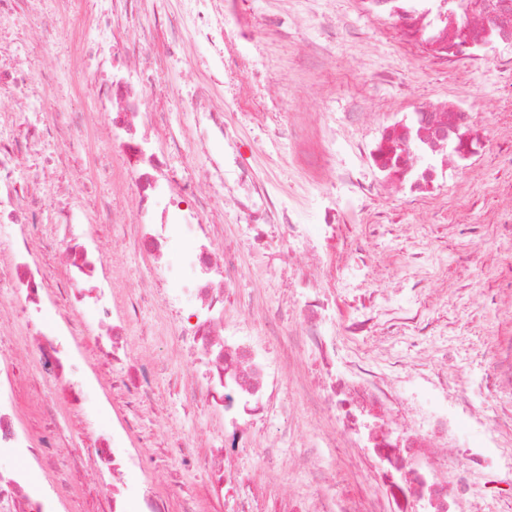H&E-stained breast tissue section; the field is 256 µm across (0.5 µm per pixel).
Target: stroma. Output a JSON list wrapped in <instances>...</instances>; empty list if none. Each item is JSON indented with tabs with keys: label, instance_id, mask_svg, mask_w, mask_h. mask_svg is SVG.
Returning a JSON list of instances; mask_svg holds the SVG:
<instances>
[{
	"label": "stroma",
	"instance_id": "stroma-1",
	"mask_svg": "<svg viewBox=\"0 0 512 512\" xmlns=\"http://www.w3.org/2000/svg\"><path fill=\"white\" fill-rule=\"evenodd\" d=\"M45 14L64 27L52 54L35 37L37 20L23 11L0 22V68L18 69L38 80V93L20 101L0 85V141L17 145V178L26 181L44 158L56 159V180L80 186L71 202L104 249H116L112 283L119 303L134 300L144 263L128 222L131 204L118 189L122 162L108 133L111 116L96 93L95 76L108 65L100 48L106 24L113 37L123 35L118 20L136 16L153 32V47L165 59L162 71L149 74L154 88L149 108L168 115V130L190 137L195 115L183 107L197 89L224 111V126L239 146L231 166L248 167L293 205L297 224H318L324 206L336 210V240L321 262L298 254L295 271L314 267L324 287L337 289L336 350L341 361H380L381 342L356 318L360 298L381 288L404 300L417 295L418 321L413 335L424 337L438 368L449 379L468 380L471 391L493 389L480 408L497 419L502 444H512V388L496 386L503 363L512 362V223L503 212L512 206V153L502 148L512 128V45L494 43L463 59L456 76L448 67L410 45L392 19L370 13L364 0H43ZM187 14L189 25L209 27L224 50L216 65L210 45L188 42L173 28L172 16ZM84 70L89 80L71 84L68 73ZM450 98L476 117L485 141L462 172L449 174L426 197L409 188H384L381 175L366 166L363 146L389 120L401 118L427 99ZM80 121L82 135L64 141L48 130L47 109ZM336 125L340 135L332 165H321L319 132ZM155 136L167 149V132ZM302 131L309 166L288 151L291 134ZM366 172L367 196L353 198L336 188L328 202L318 193L336 170ZM251 270L246 292L260 293L263 305L290 306L285 279L270 274L261 254L247 251ZM432 269L447 283L446 293L420 288L415 272ZM143 324H158L156 336L133 333L132 343L155 368L152 403L143 407L137 434L150 437L164 482L176 485L180 500L195 498L196 482L169 467L164 449L166 423L192 421L179 401L174 380L187 369L173 330L160 323L153 308L141 311ZM125 398L114 392L99 414L71 413L74 434L108 433L123 412ZM323 482L343 497L365 502L379 492L366 466L337 442Z\"/></svg>",
	"mask_w": 512,
	"mask_h": 512
}]
</instances>
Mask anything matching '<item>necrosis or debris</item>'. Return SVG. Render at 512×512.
Wrapping results in <instances>:
<instances>
[{
	"instance_id": "necrosis-or-debris-1",
	"label": "necrosis or debris",
	"mask_w": 512,
	"mask_h": 512,
	"mask_svg": "<svg viewBox=\"0 0 512 512\" xmlns=\"http://www.w3.org/2000/svg\"><path fill=\"white\" fill-rule=\"evenodd\" d=\"M367 2L372 13L392 18L410 41L450 64L467 56L469 47L488 34L512 36V0H484L485 9L469 11L464 26L448 12V0ZM126 29V37L112 45L126 74L98 79L97 95L111 106L113 147L135 209V243L148 262L139 303L151 304L174 323L180 348L192 356L188 373L177 377L178 391L204 420L200 429L172 426L168 460L194 474L206 495L223 503L224 512H279L277 504L259 502L250 484L251 471L258 466L270 483L281 481L283 472L275 461L294 454V433L300 426L289 402L301 398L314 404L307 426L315 442L295 465L298 481L289 512H352L344 498L321 481L328 466L326 451L340 439L357 450L385 490L384 496L369 499L361 512H483V497L474 482L486 468L512 473V449L500 446L497 426L489 422L484 446L443 454L458 415L470 406L449 402L448 376L435 365L388 359L376 370L359 361L338 370L325 363L316 378L301 380L288 372L289 351L271 355V338L291 335L298 322L305 328L303 350L325 357L334 348L336 297L314 278L302 276V289L290 310L259 307L241 289L247 269L240 262V250L254 248L273 228L280 242L277 259L288 266L294 260L289 244L305 237L307 227L283 223L284 204L250 171L231 170L214 159L204 172L206 180L225 187L247 186L252 206L263 218L259 224L240 225L236 241L219 235L197 183L178 178L150 149L147 135L133 130L138 123L162 125L165 115L148 111L151 89L129 77L133 71L160 67L153 36L132 19ZM189 107L195 130L188 141L173 140L171 147L207 152L212 140L224 136L223 115L202 90ZM480 143L472 114L444 101L423 104L408 120L386 126L366 153L371 167L385 173L391 184L407 181L415 192L430 193L440 175ZM17 160L15 148L0 142V223L14 231L11 252L0 258V273L16 294L12 300L0 299V321L21 316L27 322L18 346L0 352V459L28 460L50 475L55 450L66 438L57 426L40 431L25 426L21 393L39 405L48 390L55 394L58 409L93 413L100 408L99 393L112 386L131 400L149 401L154 378L149 361L130 345L139 304L118 305L111 280L101 274L107 252L92 243L75 212L66 207L56 210L55 232H43L32 214L45 202L51 172L45 168L18 182ZM179 243L185 246L179 262L168 264L165 251ZM39 251L54 256L66 281L74 284L66 302L52 299L54 271L36 260ZM161 282L171 284V292H160ZM82 303L93 317L92 341L102 359L121 365L118 377L97 374L92 386L81 351L84 330L73 317ZM228 305L248 311L249 320H225ZM406 397L422 401V410L412 416L402 413L400 403ZM324 418L334 421L336 432L320 428ZM205 439L212 450L203 455L199 448ZM228 456L238 460L236 470L225 469ZM70 459L108 499L109 512H170L175 490L158 489L152 479L157 458L129 419H121L111 433L81 435L79 443L70 446ZM54 489L50 479L33 483L25 468L0 471V512H44Z\"/></svg>"
}]
</instances>
